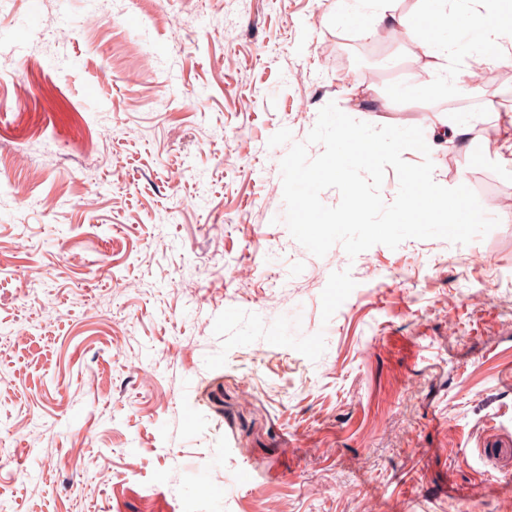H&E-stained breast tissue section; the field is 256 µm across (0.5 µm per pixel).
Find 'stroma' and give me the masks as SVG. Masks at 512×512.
<instances>
[{"label":"stroma","mask_w":512,"mask_h":512,"mask_svg":"<svg viewBox=\"0 0 512 512\" xmlns=\"http://www.w3.org/2000/svg\"><path fill=\"white\" fill-rule=\"evenodd\" d=\"M0 0V512H512V0L447 145L424 0ZM417 126L499 225L313 256L286 128ZM489 255L493 268L473 261ZM456 333H449V325Z\"/></svg>","instance_id":"stroma-1"}]
</instances>
